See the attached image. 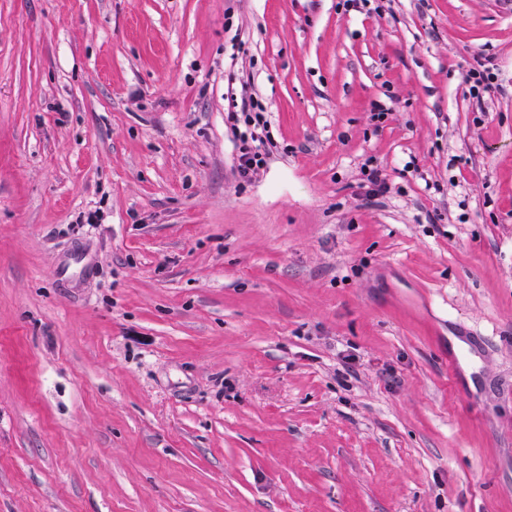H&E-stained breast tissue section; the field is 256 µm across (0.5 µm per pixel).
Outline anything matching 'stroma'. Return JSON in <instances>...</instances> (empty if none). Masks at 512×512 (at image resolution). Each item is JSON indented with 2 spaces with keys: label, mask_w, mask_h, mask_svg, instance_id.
<instances>
[{
  "label": "stroma",
  "mask_w": 512,
  "mask_h": 512,
  "mask_svg": "<svg viewBox=\"0 0 512 512\" xmlns=\"http://www.w3.org/2000/svg\"><path fill=\"white\" fill-rule=\"evenodd\" d=\"M0 512H512V0H0ZM478 67H471L466 76V82L473 80V84L469 88V93L473 98L478 101L483 97V93H488L496 89L494 80L496 79L495 73L492 72L493 68L486 66L485 63L477 61ZM226 122L230 126L237 143V173L242 179H249L266 163L267 153L262 148L270 140L267 108L252 95L241 93L238 97L228 89ZM243 122L245 130L239 124Z\"/></svg>",
  "instance_id": "1"
}]
</instances>
